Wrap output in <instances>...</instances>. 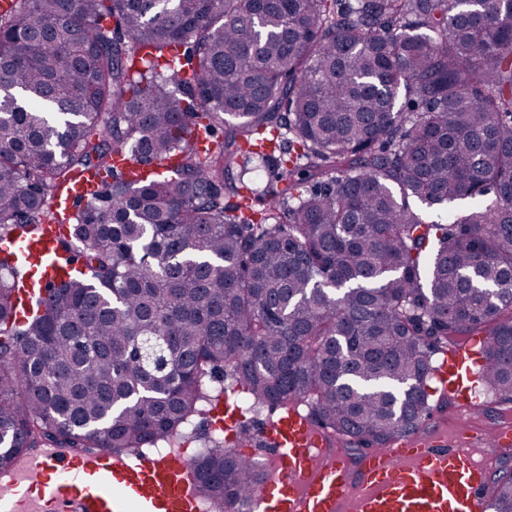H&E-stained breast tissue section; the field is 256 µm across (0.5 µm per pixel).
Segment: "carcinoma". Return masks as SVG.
Instances as JSON below:
<instances>
[{"label":"carcinoma","instance_id":"carcinoma-1","mask_svg":"<svg viewBox=\"0 0 512 512\" xmlns=\"http://www.w3.org/2000/svg\"><path fill=\"white\" fill-rule=\"evenodd\" d=\"M477 196L450 224L411 206ZM48 223L58 277L25 309L0 248V471L179 446L228 392L206 379L379 448L472 336L512 402V0H0V241ZM192 467L217 512L267 480L218 439ZM487 487L512 512V476Z\"/></svg>","mask_w":512,"mask_h":512}]
</instances>
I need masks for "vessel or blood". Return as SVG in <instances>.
<instances>
[{
  "label": "vessel or blood",
  "instance_id": "b4317fda",
  "mask_svg": "<svg viewBox=\"0 0 512 512\" xmlns=\"http://www.w3.org/2000/svg\"><path fill=\"white\" fill-rule=\"evenodd\" d=\"M471 349L445 355L434 377L472 421ZM275 473L253 497L259 512H487L492 456L512 445V427L446 438L439 425L358 455L297 409L266 425ZM184 453L122 458L104 453L44 456L0 479V512H204Z\"/></svg>",
  "mask_w": 512,
  "mask_h": 512
}]
</instances>
